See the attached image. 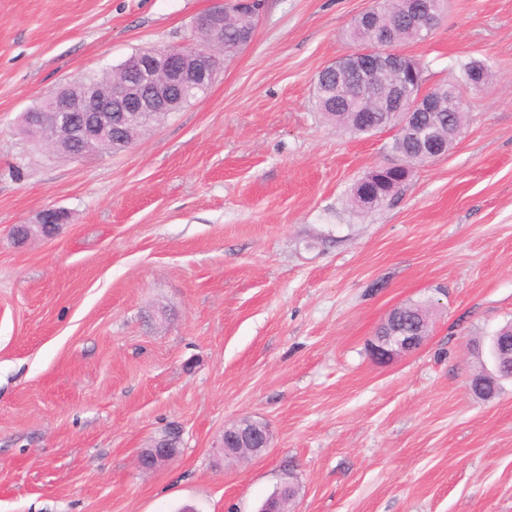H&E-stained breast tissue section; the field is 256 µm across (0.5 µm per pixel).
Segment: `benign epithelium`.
Masks as SVG:
<instances>
[{
  "mask_svg": "<svg viewBox=\"0 0 512 512\" xmlns=\"http://www.w3.org/2000/svg\"><path fill=\"white\" fill-rule=\"evenodd\" d=\"M433 4L434 0H406L402 18L417 31L427 32L434 23ZM225 21L224 6L215 7L196 20L198 40L137 52L136 65L113 80L112 89L106 95L98 93L90 84L82 93L67 86L60 88L41 106L24 115L25 133L56 152L67 151L72 158L97 150L103 141L128 144L127 131L137 117L148 119L175 112L181 105L183 90L205 91L213 83L218 60L209 46L214 34L224 32ZM323 71L359 74L360 80L348 90L355 111L387 112L398 135L419 139L424 152L434 159L446 156L435 132L417 125L416 113L436 112L440 102L423 89L415 60L382 44L355 50ZM380 75L389 79L390 95L385 97L379 92L377 77ZM65 223L64 211L47 209L30 231L48 237ZM425 339L419 332L393 324L385 334L370 340V354L376 362L387 363L419 349ZM489 355L492 369L480 377L468 378L470 389L483 397L492 396L500 381L512 378V330H499L492 336ZM271 441L264 425L242 418L224 427V457L258 456L271 447ZM176 442L177 437L171 434L155 440L151 448L139 455V466L149 469L171 460L176 453ZM296 488L294 481H284L279 494L265 502L262 512H281L282 497L292 496Z\"/></svg>",
  "mask_w": 512,
  "mask_h": 512,
  "instance_id": "1",
  "label": "benign epithelium"
}]
</instances>
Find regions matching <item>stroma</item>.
I'll use <instances>...</instances> for the list:
<instances>
[{
    "label": "stroma",
    "mask_w": 512,
    "mask_h": 512,
    "mask_svg": "<svg viewBox=\"0 0 512 512\" xmlns=\"http://www.w3.org/2000/svg\"><path fill=\"white\" fill-rule=\"evenodd\" d=\"M217 2L0 0V512H258L290 472L292 512H512V381L467 383L512 322V0H447L403 45L467 121L380 209L349 196L397 163L394 129L312 106L375 0H263L209 90L125 150L24 134L58 88L192 38ZM49 208L59 233L18 243ZM415 301L426 341L377 363L369 341ZM245 417L272 446L225 461ZM171 430L174 458L139 468Z\"/></svg>",
    "instance_id": "stroma-1"
}]
</instances>
